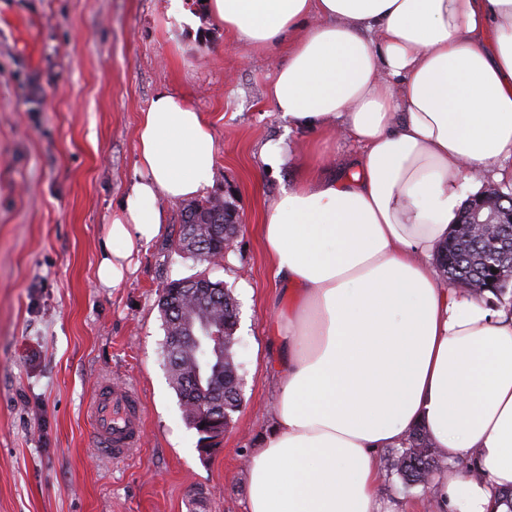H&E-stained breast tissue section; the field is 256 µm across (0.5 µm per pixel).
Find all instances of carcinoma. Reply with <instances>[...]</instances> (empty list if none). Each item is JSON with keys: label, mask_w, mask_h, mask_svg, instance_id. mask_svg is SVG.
I'll return each mask as SVG.
<instances>
[{"label": "carcinoma", "mask_w": 512, "mask_h": 512, "mask_svg": "<svg viewBox=\"0 0 512 512\" xmlns=\"http://www.w3.org/2000/svg\"><path fill=\"white\" fill-rule=\"evenodd\" d=\"M232 203L224 198L191 202L181 210L178 241L184 242L186 254L216 267V258L224 254V236L213 235L212 225L231 221ZM494 249L488 240H470L464 231L450 235L443 247L440 268L443 275L459 288L490 291L503 290L512 282L509 264L499 265L491 258ZM190 286H181V280L167 283L164 293L168 299L160 303L165 331L164 360L171 387L174 389L188 427L201 434L197 421L199 396L195 394V367L199 357L196 346L185 342L192 328L199 326L204 333L224 327V337L236 339L238 303L221 280L205 282L189 277ZM224 379L222 393L224 426L233 423L234 414L242 402V382L235 362L234 349L229 348L214 359L211 379ZM391 467L407 488H429L433 478L444 471L433 443L426 431L415 429L408 435L403 447L390 451Z\"/></svg>", "instance_id": "1"}]
</instances>
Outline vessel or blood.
<instances>
[{"label": "vessel or blood", "instance_id": "1", "mask_svg": "<svg viewBox=\"0 0 512 512\" xmlns=\"http://www.w3.org/2000/svg\"><path fill=\"white\" fill-rule=\"evenodd\" d=\"M96 445L101 455L120 461L141 448L144 417L133 387L98 384L88 404Z\"/></svg>", "mask_w": 512, "mask_h": 512}]
</instances>
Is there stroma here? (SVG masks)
<instances>
[{
	"mask_svg": "<svg viewBox=\"0 0 512 512\" xmlns=\"http://www.w3.org/2000/svg\"><path fill=\"white\" fill-rule=\"evenodd\" d=\"M0 0V512H245L247 459L272 424L271 365L279 291L262 245L267 204L307 173L333 172L359 150L292 130L268 96L288 48L253 50L185 0ZM184 95L213 126L208 197H229L240 232L221 267L177 253L181 205L164 202L163 237L137 268L100 287L107 227L136 174V126L160 91ZM294 154L280 177L259 152ZM209 274L239 302L235 347L242 406L210 455L198 451L164 365L159 299L167 282ZM136 388L144 445L99 456L86 408L98 383ZM380 498L393 512H435L380 459Z\"/></svg>",
	"mask_w": 512,
	"mask_h": 512,
	"instance_id": "1",
	"label": "stroma"
}]
</instances>
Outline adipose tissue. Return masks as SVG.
Wrapping results in <instances>:
<instances>
[{
    "instance_id": "adipose-tissue-1",
    "label": "adipose tissue",
    "mask_w": 512,
    "mask_h": 512,
    "mask_svg": "<svg viewBox=\"0 0 512 512\" xmlns=\"http://www.w3.org/2000/svg\"><path fill=\"white\" fill-rule=\"evenodd\" d=\"M206 13L245 47L287 42L270 96L289 128L361 147L336 176L283 187L264 218L288 329L246 512H382L378 455L418 427L441 459L489 475L436 479L441 512H507L512 306L441 285L434 258L512 156V0H208ZM136 141L105 288L164 234L161 200L204 196L215 167L210 122L172 92L141 112Z\"/></svg>"
}]
</instances>
